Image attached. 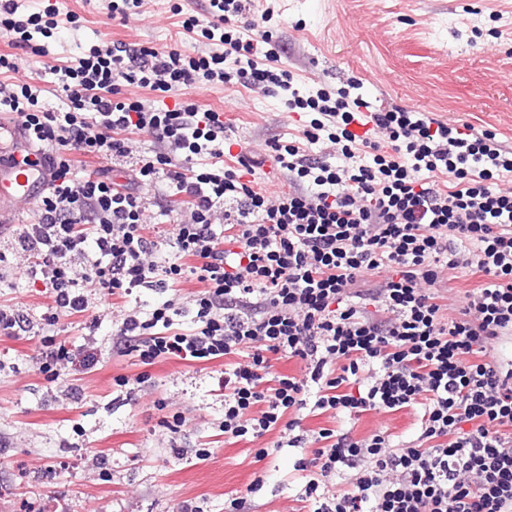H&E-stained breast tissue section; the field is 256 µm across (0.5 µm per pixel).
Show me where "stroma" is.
Returning <instances> with one entry per match:
<instances>
[{
  "label": "stroma",
  "mask_w": 512,
  "mask_h": 512,
  "mask_svg": "<svg viewBox=\"0 0 512 512\" xmlns=\"http://www.w3.org/2000/svg\"><path fill=\"white\" fill-rule=\"evenodd\" d=\"M79 27L59 29L55 50L70 61L102 40L150 42L190 48L195 36L183 22L200 13L201 0H145L127 24L98 12L95 0H64ZM273 7L266 27L284 44L279 66L308 86L356 79L374 108L392 105L451 125L490 130L512 145V0H470L462 10L441 0H256ZM194 104L224 115L247 155L264 158L255 190L273 196L287 189L285 175L266 161L277 134L301 140L305 118L280 99L239 84L196 86L169 94L166 104ZM120 296L101 292L90 310L99 316L101 352L95 368L72 379L42 372L39 337L0 335V512H18L21 500L36 512H308L301 499L308 472L303 452L276 448L278 431L231 439L222 429L223 360L200 363L176 357L142 364L120 352L112 314ZM147 375L129 388L123 379ZM78 382L81 402L62 398ZM182 416L178 433L158 422ZM311 430H348L362 438L385 431L409 441L417 436L411 409L364 412L358 420L332 412L301 411ZM103 464H95L94 456Z\"/></svg>",
  "instance_id": "stroma-1"
}]
</instances>
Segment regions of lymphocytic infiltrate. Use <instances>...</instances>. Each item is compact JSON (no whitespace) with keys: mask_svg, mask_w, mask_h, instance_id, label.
<instances>
[{"mask_svg":"<svg viewBox=\"0 0 512 512\" xmlns=\"http://www.w3.org/2000/svg\"><path fill=\"white\" fill-rule=\"evenodd\" d=\"M247 11V0H208L204 18L184 22L202 36L190 53L91 45L60 69V112L0 56V72L16 75L0 81V111L21 120L52 174L32 222L12 226L14 247L0 253V288L22 281L53 298L40 317L43 371L97 366L95 340L76 353L52 332L98 291L159 288L163 301L116 321L125 349L145 364L236 356L220 382L224 432L258 438L279 428L287 447L311 449L314 512H512V359L500 354L512 343V187L499 185L512 148L486 129L399 106L370 110L356 80L303 89L277 67L272 32L253 34L272 9L257 21ZM63 22L77 19L54 2L27 13L0 0V34L35 56H50ZM236 82L312 115L305 145L269 143L288 192L244 182L261 160L241 154L238 168H225L235 141L223 113L120 95ZM365 124L371 135L355 134ZM323 140L330 157L309 154ZM78 154L103 165L79 174ZM438 173L450 188L435 184ZM176 195L188 209L171 208ZM379 269L383 280L361 288L363 272ZM462 269L487 281L446 308L440 275ZM191 276L206 288L187 299L174 287ZM275 357L300 360L306 377L273 374ZM308 407L350 419L413 407L420 433L397 443L346 431L324 446L295 417ZM344 466L345 488L320 494Z\"/></svg>","mask_w":512,"mask_h":512,"instance_id":"lymphocytic-infiltrate-1","label":"lymphocytic infiltrate"}]
</instances>
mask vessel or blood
Segmentation results:
<instances>
[{"label": "vessel or blood", "instance_id": "1", "mask_svg": "<svg viewBox=\"0 0 512 512\" xmlns=\"http://www.w3.org/2000/svg\"><path fill=\"white\" fill-rule=\"evenodd\" d=\"M32 149L16 124L0 119V213L35 204L47 188L51 180L48 168L19 162L22 153Z\"/></svg>", "mask_w": 512, "mask_h": 512}]
</instances>
